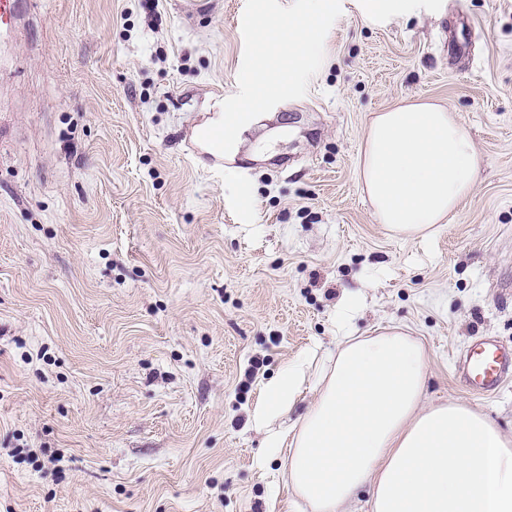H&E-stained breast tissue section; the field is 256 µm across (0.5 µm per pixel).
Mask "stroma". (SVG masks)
Segmentation results:
<instances>
[{"label":"stroma","mask_w":512,"mask_h":512,"mask_svg":"<svg viewBox=\"0 0 512 512\" xmlns=\"http://www.w3.org/2000/svg\"><path fill=\"white\" fill-rule=\"evenodd\" d=\"M0 40V512H308L258 469L262 388L343 334L424 348L429 403L512 434V383L454 360L512 346V0L371 25L340 0L307 94L188 155L238 91L245 0H22ZM444 106L481 177L400 239L356 177L372 113ZM456 370L474 393H497L512 380V348L492 336H479L455 360Z\"/></svg>","instance_id":"obj_1"}]
</instances>
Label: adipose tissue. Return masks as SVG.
Wrapping results in <instances>:
<instances>
[{
	"label": "adipose tissue",
	"instance_id": "obj_1",
	"mask_svg": "<svg viewBox=\"0 0 512 512\" xmlns=\"http://www.w3.org/2000/svg\"><path fill=\"white\" fill-rule=\"evenodd\" d=\"M481 175L473 141L446 108L420 101L373 113L357 176L379 223L424 238L448 223ZM425 352L401 328L344 337L294 431L305 375L264 386L254 410L268 445L310 512H349L370 486L369 512H512V437L461 401L428 406Z\"/></svg>",
	"mask_w": 512,
	"mask_h": 512
}]
</instances>
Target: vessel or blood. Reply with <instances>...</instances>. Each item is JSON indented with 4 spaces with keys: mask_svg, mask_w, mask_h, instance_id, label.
<instances>
[{
    "mask_svg": "<svg viewBox=\"0 0 512 512\" xmlns=\"http://www.w3.org/2000/svg\"><path fill=\"white\" fill-rule=\"evenodd\" d=\"M456 370L474 393L488 396L512 381V348L494 337H477L456 360Z\"/></svg>",
    "mask_w": 512,
    "mask_h": 512,
    "instance_id": "1",
    "label": "vessel or blood"
}]
</instances>
